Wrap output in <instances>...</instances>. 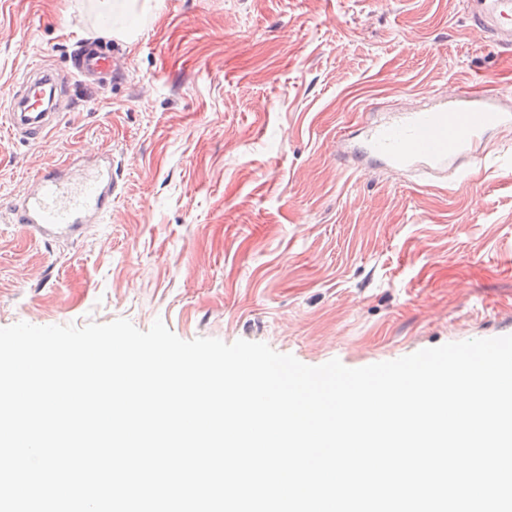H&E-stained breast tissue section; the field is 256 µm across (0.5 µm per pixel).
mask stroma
Returning a JSON list of instances; mask_svg holds the SVG:
<instances>
[{
    "label": "stroma",
    "mask_w": 512,
    "mask_h": 512,
    "mask_svg": "<svg viewBox=\"0 0 512 512\" xmlns=\"http://www.w3.org/2000/svg\"><path fill=\"white\" fill-rule=\"evenodd\" d=\"M93 0H6L0 88L41 65L70 108L42 141L0 105V328L162 321L359 368L512 335V124L447 176L365 167L386 112L512 93V48L468 0H151L132 41ZM112 49L97 85L83 45ZM112 156V213L38 238L12 202L42 168Z\"/></svg>",
    "instance_id": "obj_1"
}]
</instances>
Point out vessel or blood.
<instances>
[{"label": "vessel or blood", "instance_id": "obj_1", "mask_svg": "<svg viewBox=\"0 0 512 512\" xmlns=\"http://www.w3.org/2000/svg\"><path fill=\"white\" fill-rule=\"evenodd\" d=\"M471 15L495 43L512 46V0H474ZM111 70L109 55L93 46L87 48L76 74L106 75ZM0 95L9 101V134L24 139L46 138L63 112L61 86L54 74L42 69L30 70L17 90ZM510 124L512 111L502 105L500 93H454L428 108L401 112L390 121L371 125L354 152L364 164L440 174L462 160H475L476 146ZM118 190L111 160L77 171L61 164L38 172L30 191L12 211L17 223L41 236H73L111 211Z\"/></svg>", "mask_w": 512, "mask_h": 512}]
</instances>
